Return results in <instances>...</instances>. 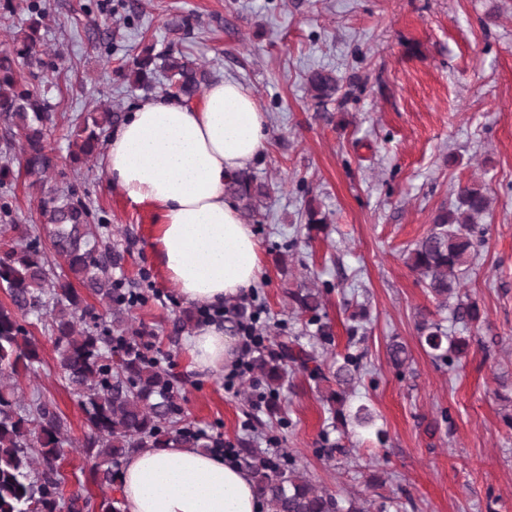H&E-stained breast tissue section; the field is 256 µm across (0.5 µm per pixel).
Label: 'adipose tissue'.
<instances>
[{
  "label": "adipose tissue",
  "instance_id": "obj_1",
  "mask_svg": "<svg viewBox=\"0 0 512 512\" xmlns=\"http://www.w3.org/2000/svg\"><path fill=\"white\" fill-rule=\"evenodd\" d=\"M265 114L241 84H211L199 105L175 97L140 102L107 140L109 183L158 213L153 247L186 303L223 309L251 288L262 251L224 194L225 176L264 150ZM235 336L221 320L199 323L185 343L193 369L217 373ZM123 512H267L247 470L197 448H146L122 472Z\"/></svg>",
  "mask_w": 512,
  "mask_h": 512
}]
</instances>
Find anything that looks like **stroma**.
I'll list each match as a JSON object with an SVG mask.
<instances>
[{"mask_svg": "<svg viewBox=\"0 0 512 512\" xmlns=\"http://www.w3.org/2000/svg\"><path fill=\"white\" fill-rule=\"evenodd\" d=\"M96 2L43 0L38 33L47 67L35 83L59 117L50 135L58 170L47 185L63 186L65 174L80 172L81 192L123 257L113 276L136 284L149 270L159 296L135 315L181 380L186 419L231 443L297 456L313 482L367 506L384 495L389 512H512V0H141L134 27L121 0H107L102 11ZM173 15L191 23L178 42L164 26ZM174 43L216 80L241 83L266 116L267 148L252 169L275 189L250 223L262 272L241 302L261 308V325L288 324L329 362L345 350L352 314L366 312V339L357 346L365 368L351 401L373 408L384 441L351 426L338 434L324 401L330 384L305 373L289 374L271 416L253 374L228 391L223 374L196 372L184 337L171 333L186 304L153 251L154 209L110 185L101 160L73 164L66 117L106 109L128 115L147 94L127 81L125 64ZM317 68L342 79L323 107L306 85ZM4 162L12 170V223H43L18 151L0 152ZM461 182L482 185L490 199L465 281L483 316L469 332L445 320L449 334L470 337L447 366L420 343L419 315L436 311L437 302L404 252ZM310 207L326 224L286 250ZM312 272L330 285L327 341L304 334L288 299ZM29 330L42 363L20 377V393L41 391L69 423L74 445L61 462L69 492L75 474L90 466L78 446L88 427L61 378L47 321ZM394 340L409 352L399 369L387 354Z\"/></svg>", "mask_w": 512, "mask_h": 512, "instance_id": "1", "label": "stroma"}]
</instances>
